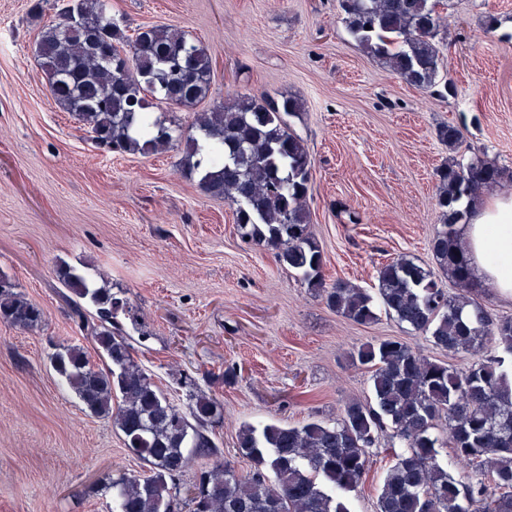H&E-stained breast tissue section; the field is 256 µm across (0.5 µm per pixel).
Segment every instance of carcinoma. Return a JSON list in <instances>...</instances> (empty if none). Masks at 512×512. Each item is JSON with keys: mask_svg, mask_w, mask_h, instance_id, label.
<instances>
[{"mask_svg": "<svg viewBox=\"0 0 512 512\" xmlns=\"http://www.w3.org/2000/svg\"><path fill=\"white\" fill-rule=\"evenodd\" d=\"M349 33L407 84L430 93L443 65L441 10L446 0H339ZM74 29L45 28L37 54L51 96L75 114L96 141L114 154H149L186 139L199 184L235 208L242 237L275 251L279 263L324 293L327 305L359 325L382 310L399 324L451 353L476 360L465 371L431 359L395 337L350 352L352 365L370 373L374 404L347 402L332 423L243 424L236 454L251 462L239 475L224 462L208 428L224 421V404L204 394L186 409L174 405L137 362L117 320L127 302L106 286L65 269L62 282L80 321L82 302L96 310L91 339L102 365L77 346L59 349L51 364L67 388L97 417L112 419L126 448L148 468L122 475L106 489L111 512H352L341 494L355 492L369 466V449L386 427L404 442L387 470L378 512H512V319L493 320L479 302L470 259L455 248L467 212L459 203L498 186L504 168L476 156L436 172L441 224L430 250L455 289L450 294L432 269L407 256L377 270L376 294L343 281L327 284L325 259L310 231L306 201L313 160L286 117L302 110L293 97L243 94L197 114L187 136L147 111L156 95L176 108L203 100L212 79L206 49L167 26L129 34L112 18L106 0H69ZM94 26L90 40L82 25ZM453 151L462 133L437 130ZM0 320L33 329L43 311L0 278ZM495 343L503 355L485 353ZM451 449L462 475L448 473L439 449ZM211 459L183 486L179 476L192 452Z\"/></svg>", "mask_w": 512, "mask_h": 512, "instance_id": "1", "label": "carcinoma"}]
</instances>
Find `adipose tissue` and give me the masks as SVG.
Returning a JSON list of instances; mask_svg holds the SVG:
<instances>
[{
  "instance_id": "ef3b65f1",
  "label": "adipose tissue",
  "mask_w": 512,
  "mask_h": 512,
  "mask_svg": "<svg viewBox=\"0 0 512 512\" xmlns=\"http://www.w3.org/2000/svg\"><path fill=\"white\" fill-rule=\"evenodd\" d=\"M470 210L469 223L460 227L459 245L477 279L512 298V193L479 198Z\"/></svg>"
}]
</instances>
